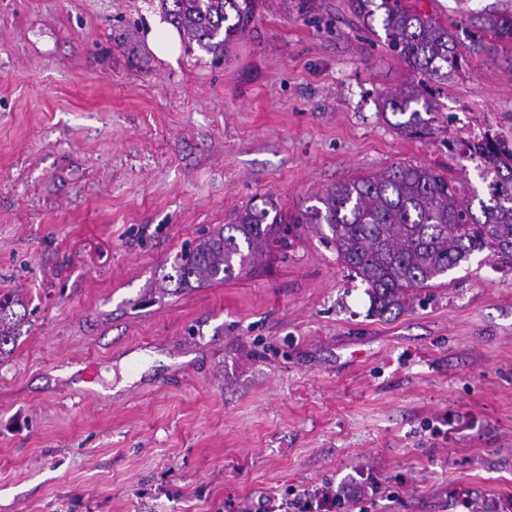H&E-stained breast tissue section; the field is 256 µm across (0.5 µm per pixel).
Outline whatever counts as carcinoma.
Listing matches in <instances>:
<instances>
[{
    "label": "carcinoma",
    "mask_w": 512,
    "mask_h": 512,
    "mask_svg": "<svg viewBox=\"0 0 512 512\" xmlns=\"http://www.w3.org/2000/svg\"><path fill=\"white\" fill-rule=\"evenodd\" d=\"M350 5L365 26L381 27L387 47L412 70L446 78L456 65L448 28L404 0ZM162 6L173 26L219 61L227 45L247 32L256 0H162ZM483 26L493 38L512 42L511 14L491 15ZM384 108L404 117L398 127L410 135L427 127L422 112H430L429 104L413 84L390 95ZM463 146L485 184L483 197L465 198L461 187L431 167L392 166L338 182L287 218L272 202L249 205L232 223L182 251L165 279L178 288L229 280L236 266L253 262L277 242L286 244L290 228L305 226L367 285L371 312L382 318L404 310L416 291L435 286L475 253L512 264V143L486 133ZM20 304L16 296L0 295V353L18 339L13 306Z\"/></svg>",
    "instance_id": "1"
}]
</instances>
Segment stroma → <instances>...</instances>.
<instances>
[{
    "mask_svg": "<svg viewBox=\"0 0 512 512\" xmlns=\"http://www.w3.org/2000/svg\"><path fill=\"white\" fill-rule=\"evenodd\" d=\"M459 67L413 71L349 0H259L222 62L147 34L160 0H0V512H512V265L475 254L378 318L299 230L232 280L175 288L176 253L272 198L512 139V0H408ZM419 85L412 136L384 98ZM484 29L491 33L494 39L502 42H512V15L501 14L486 17ZM14 305H23L18 296L12 294L0 295V354L4 351L5 346L11 343L14 346L19 337L16 336L15 321H13L14 315H16L12 309Z\"/></svg>",
    "mask_w": 512,
    "mask_h": 512,
    "instance_id": "35a3bbf8",
    "label": "stroma"
}]
</instances>
